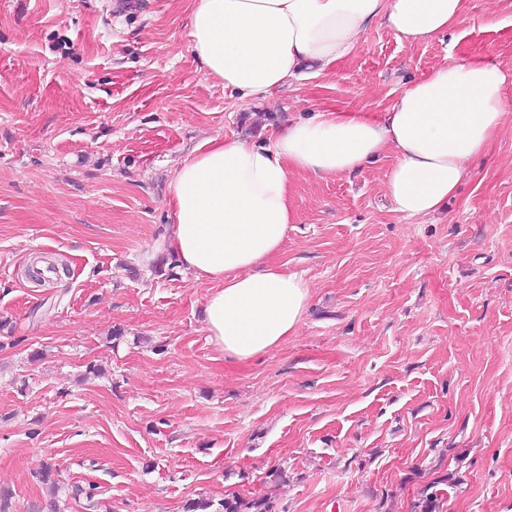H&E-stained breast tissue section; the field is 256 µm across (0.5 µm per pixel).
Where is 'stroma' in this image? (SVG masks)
<instances>
[{
    "mask_svg": "<svg viewBox=\"0 0 512 512\" xmlns=\"http://www.w3.org/2000/svg\"><path fill=\"white\" fill-rule=\"evenodd\" d=\"M411 45L373 25L330 71L239 99L188 47L187 0H0V492L9 512H512V122L437 215L404 219L386 155L294 176L274 262L310 287L272 351L226 360L211 285L157 272L169 180L211 138L387 110L448 58L512 65V0ZM51 464L58 487L42 483ZM285 483L269 488L267 472ZM212 501L204 499H190L184 504V512H270V502L266 497L244 498L238 495L225 497L218 503L215 510Z\"/></svg>",
    "mask_w": 512,
    "mask_h": 512,
    "instance_id": "obj_1",
    "label": "stroma"
}]
</instances>
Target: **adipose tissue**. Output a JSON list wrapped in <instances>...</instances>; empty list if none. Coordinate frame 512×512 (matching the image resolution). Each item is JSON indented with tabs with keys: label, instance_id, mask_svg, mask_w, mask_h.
Segmentation results:
<instances>
[{
	"label": "adipose tissue",
	"instance_id": "ef3b65f1",
	"mask_svg": "<svg viewBox=\"0 0 512 512\" xmlns=\"http://www.w3.org/2000/svg\"><path fill=\"white\" fill-rule=\"evenodd\" d=\"M189 48L199 65L246 100L322 74L374 23L422 44L466 21L464 0H190ZM512 66L480 58L435 67L377 114L315 112L272 129L263 143L211 139L171 178L174 221L161 249L212 285L203 309L211 342L245 362L295 335L308 309L303 276L274 264L296 220L293 176L349 175L386 152L395 213L428 217L448 205L468 164L500 133Z\"/></svg>",
	"mask_w": 512,
	"mask_h": 512
}]
</instances>
